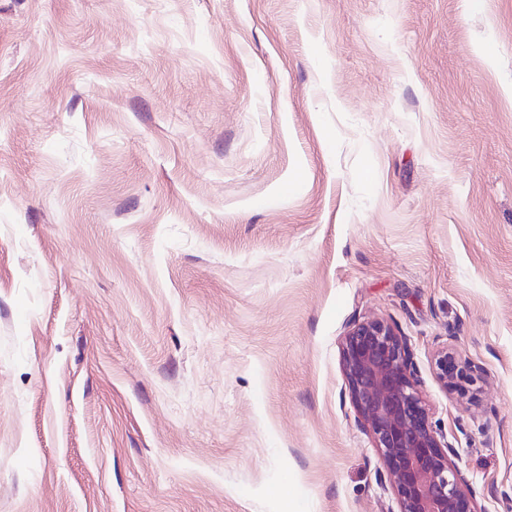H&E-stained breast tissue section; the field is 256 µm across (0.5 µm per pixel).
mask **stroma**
<instances>
[{"label":"stroma","mask_w":512,"mask_h":512,"mask_svg":"<svg viewBox=\"0 0 512 512\" xmlns=\"http://www.w3.org/2000/svg\"><path fill=\"white\" fill-rule=\"evenodd\" d=\"M511 85L512 0H0V512H393L377 318L512 512ZM435 368L442 384L462 398L474 395V386L484 374L483 368L479 365H462L455 352L448 349V345L437 352Z\"/></svg>","instance_id":"35a3bbf8"}]
</instances>
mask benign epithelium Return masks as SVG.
I'll return each instance as SVG.
<instances>
[{
  "label": "benign epithelium",
  "mask_w": 512,
  "mask_h": 512,
  "mask_svg": "<svg viewBox=\"0 0 512 512\" xmlns=\"http://www.w3.org/2000/svg\"><path fill=\"white\" fill-rule=\"evenodd\" d=\"M348 390L389 478L397 512H484L455 462L458 452L434 430L406 337L381 319L355 323L341 346ZM438 379L460 397L474 395L482 367L461 364L444 347Z\"/></svg>",
  "instance_id": "obj_1"
}]
</instances>
